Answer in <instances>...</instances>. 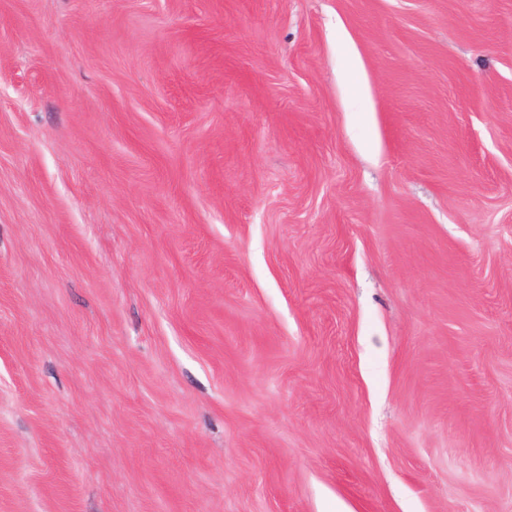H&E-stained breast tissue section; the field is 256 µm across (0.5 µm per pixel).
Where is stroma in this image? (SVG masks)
<instances>
[{
	"mask_svg": "<svg viewBox=\"0 0 512 512\" xmlns=\"http://www.w3.org/2000/svg\"><path fill=\"white\" fill-rule=\"evenodd\" d=\"M512 512V0H0V512Z\"/></svg>",
	"mask_w": 512,
	"mask_h": 512,
	"instance_id": "1",
	"label": "stroma"
}]
</instances>
